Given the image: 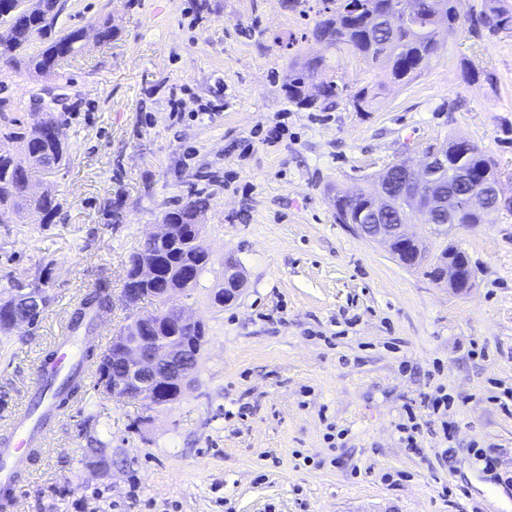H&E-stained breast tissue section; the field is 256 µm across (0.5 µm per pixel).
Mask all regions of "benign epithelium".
I'll return each instance as SVG.
<instances>
[{"mask_svg":"<svg viewBox=\"0 0 512 512\" xmlns=\"http://www.w3.org/2000/svg\"><path fill=\"white\" fill-rule=\"evenodd\" d=\"M398 166L408 173L411 188L403 189L400 197L387 204L395 206L405 213L420 211L432 218L443 208L444 202L435 193L438 187L436 178L448 173V148L431 150L424 156L419 169L414 170L406 162ZM509 198L502 195L500 183L475 192L465 198V204L471 209H483L489 203L503 204ZM355 226L366 239L380 243L402 261L415 266L421 261L419 249L403 257L401 250L407 244H415L414 237L407 232L405 224L372 223L365 216L356 221ZM180 225L163 224L161 230L147 238L157 244L170 243L178 239ZM137 258L138 273L132 279L133 287L122 290V300L129 308L137 307L146 295L142 287L154 284L160 259L158 254L146 248L139 250ZM462 265L448 257L440 262L439 281H445L453 288L461 282ZM191 281L178 279L167 283L164 288H156L154 300L165 306V311L133 316L130 323L122 327L112 337V350L108 352L106 365L100 378L99 387L110 397L120 396L142 403L147 410H158L176 403L184 394L198 366L200 354L205 346V336L179 335V329L188 325L196 331L204 330L203 323L191 315L179 304L181 295L188 289ZM241 287L238 272L228 269L224 272V286L212 294L217 304L229 303L235 299ZM47 303V294L43 288H32L14 296L7 308L6 320L0 323L3 331L11 330L19 324L32 325L29 317L42 310Z\"/></svg>","mask_w":512,"mask_h":512,"instance_id":"7a95c632","label":"benign epithelium"}]
</instances>
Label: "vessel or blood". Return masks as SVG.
<instances>
[{"instance_id": "1", "label": "vessel or blood", "mask_w": 512, "mask_h": 512, "mask_svg": "<svg viewBox=\"0 0 512 512\" xmlns=\"http://www.w3.org/2000/svg\"><path fill=\"white\" fill-rule=\"evenodd\" d=\"M78 363L68 341L59 342L54 354L42 358L37 366V379L48 375L63 378L70 375ZM59 413L56 403H49L41 416H34L31 409L17 414L11 430L0 435V505L8 507L14 501L18 478L26 472L38 450L43 445L51 419Z\"/></svg>"}]
</instances>
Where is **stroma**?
I'll return each instance as SVG.
<instances>
[{
  "instance_id": "35a3bbf8",
  "label": "stroma",
  "mask_w": 512,
  "mask_h": 512,
  "mask_svg": "<svg viewBox=\"0 0 512 512\" xmlns=\"http://www.w3.org/2000/svg\"><path fill=\"white\" fill-rule=\"evenodd\" d=\"M63 4L58 28L84 31L77 56L51 76L0 59L6 119L32 124L55 87L69 147L42 178L52 222L0 224V300L34 284L49 297L34 326L0 332V428L30 405L39 358L88 292L112 293L95 328L107 340L154 310L121 300L129 257L192 192L209 200L210 261L180 302L206 345L166 408L93 389L64 408L14 512H512V213L411 226L430 254L465 253L461 291L336 220L337 190L372 192L386 167L451 138L493 159L512 196V32L440 34L421 76L371 111L304 109L288 99L294 60L326 57L353 92L375 82L313 37L320 0ZM229 261L242 292L218 306ZM447 486L466 494L448 502Z\"/></svg>"
}]
</instances>
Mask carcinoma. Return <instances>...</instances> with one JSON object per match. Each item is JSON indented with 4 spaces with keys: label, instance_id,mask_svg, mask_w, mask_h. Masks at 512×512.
Wrapping results in <instances>:
<instances>
[{
    "label": "carcinoma",
    "instance_id": "carcinoma-1",
    "mask_svg": "<svg viewBox=\"0 0 512 512\" xmlns=\"http://www.w3.org/2000/svg\"><path fill=\"white\" fill-rule=\"evenodd\" d=\"M321 19L316 23L313 35L325 36L336 33L332 46L344 50L356 60L376 69L383 75L377 88H362L348 96L347 88L335 80L321 84L319 97L307 92V80L311 73L326 67L324 59L309 60L302 64L292 63L288 68V98L293 103L318 106V99L339 100L352 98L356 111L372 108L377 93L386 86L412 80L422 74L435 52L440 27L448 29V35L459 29L457 0H320ZM59 13L58 0H30L21 8L17 0H0V25L7 26L6 46L0 49V57L14 67L31 69L42 75L55 73L56 67L78 53L77 44L83 37L81 30L55 29ZM493 20L504 31H512V8L503 4H488L469 18L468 33L480 34L486 20ZM37 40L46 43L37 54H30V46ZM58 116L52 107H46L30 126L12 122L4 127L3 135L23 145L28 163L22 165L10 155H0V214L22 215L35 212L41 215V223L51 222L57 203L48 192L33 191L37 173L57 165L66 159L67 150L59 137L52 134ZM461 171L466 181L454 179L441 182L443 196L465 197L483 182H496L495 164L477 146L461 139L448 140V173ZM373 204L364 194H336V220L344 223L343 206L357 212ZM206 206L201 197L189 198L178 209L167 213L165 221L182 225L178 241L161 247V272L157 287L162 288L168 279L185 275L198 282L207 264L199 263L198 251L193 244L194 235L189 225L195 223L198 210ZM460 224H493L499 213L494 206L485 210L458 209ZM112 310V294L100 286L85 295L71 314V329L85 327L90 333L97 321ZM87 392L85 384L73 376L54 396L61 402L79 399Z\"/></svg>",
    "mask_w": 512,
    "mask_h": 512
}]
</instances>
